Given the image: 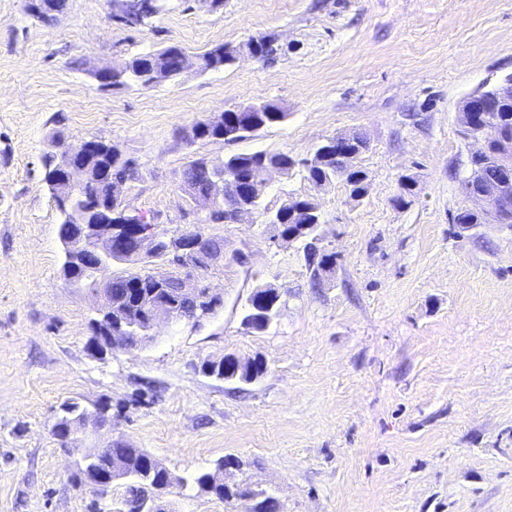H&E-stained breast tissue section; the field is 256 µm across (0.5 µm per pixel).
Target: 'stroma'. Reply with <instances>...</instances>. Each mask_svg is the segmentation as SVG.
Segmentation results:
<instances>
[{"label":"stroma","mask_w":512,"mask_h":512,"mask_svg":"<svg viewBox=\"0 0 512 512\" xmlns=\"http://www.w3.org/2000/svg\"><path fill=\"white\" fill-rule=\"evenodd\" d=\"M137 26L112 0H67L55 24L0 0V512H127V485L95 498L76 485L82 456L120 440L174 476L166 512H512V230L457 236L470 207L462 99L512 75V0H157ZM270 38L265 60L121 91L92 72L178 44L196 55ZM267 101L287 117L247 140L188 141L198 122ZM112 141L135 163L118 197L169 233L200 202L188 164L234 153L294 159L357 134L367 190H315L301 167L264 197L314 196L324 252L320 286L295 243L254 216L207 224L224 263L190 279L223 298L196 325L161 322L154 338L100 359L88 348L99 298L63 272L60 214L44 181L51 135ZM413 193L399 203L401 177ZM284 293L264 331L243 322L256 287ZM232 354L268 362L252 383L205 375ZM105 401L112 423L51 428L65 402ZM236 458L222 500L188 484Z\"/></svg>","instance_id":"35a3bbf8"}]
</instances>
